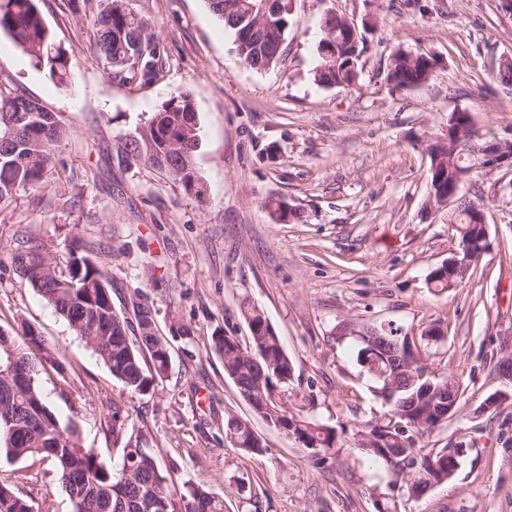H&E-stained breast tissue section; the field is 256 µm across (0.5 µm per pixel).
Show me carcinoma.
<instances>
[{"instance_id": "obj_1", "label": "carcinoma", "mask_w": 512, "mask_h": 512, "mask_svg": "<svg viewBox=\"0 0 512 512\" xmlns=\"http://www.w3.org/2000/svg\"><path fill=\"white\" fill-rule=\"evenodd\" d=\"M117 2L123 0H109L92 19L95 53L121 80L151 82L159 75L162 46L141 16L115 6ZM208 4L234 34L237 53L247 67L266 70L279 62L276 46L285 40L291 24L290 0L279 4L280 17L272 27L257 12L248 15L230 9V0H208ZM0 31L9 34L51 77L66 81V50L55 43L34 0H0ZM324 37L334 44V53L326 57L324 47L318 46L314 81L325 87L354 85L359 72L349 66L359 60V41L352 40L335 17L324 22ZM433 68L434 61L427 56L396 51L385 80L394 89H418L429 81ZM67 136V128L55 113L9 78H0V206H10L22 191L45 188L56 172V147ZM199 144L198 115L192 100L184 95L165 103L145 123L138 141L119 140L116 153L125 163L135 157L167 174L186 193L202 200L204 183L194 164ZM477 147L472 133L451 147L457 163L440 171L446 182L453 185L460 179L469 168L466 159ZM472 206L470 201L460 203L452 217L459 239L479 252L487 248V241L482 230L467 221ZM94 252L91 246L74 243L62 255L52 253L43 240L24 233L16 238L13 270L20 283L36 291L68 323L127 391L149 395L170 368V341L159 332L143 333L146 324L155 322L153 305L144 294L132 302V314L115 309L112 280ZM241 314L249 340L218 329L210 336L211 353L224 360V376L250 389L247 396L238 392L246 404L277 415L282 433L293 435L313 464L332 458L339 442L335 427L283 404L294 365L277 332L258 307L245 303ZM350 329L347 321L338 325L336 339L354 342L357 361L375 383V395L390 405L382 425L368 422L355 431L353 445L383 465L390 483H400L402 495L416 498L448 481L445 450L424 453L420 442L439 427L437 419L448 411V391L463 394L461 383L452 373L432 377L419 361H407L412 347L427 346L423 340L417 343L396 335L393 329L385 332L383 336L402 346V351L393 353L371 348L365 338L350 335ZM24 330L25 348L0 330V458L11 463L31 458L49 463L72 512H225L228 494L202 481L174 483L161 469L156 449L146 447L147 435L129 425L117 407L112 411V441L122 445L119 466H107L96 449L83 447L76 426L54 413L41 388L45 374L66 381L64 362L31 327ZM390 383L393 389L389 392ZM224 437L238 441L247 454L260 456L269 451L265 441L254 437L250 419L233 412L224 414ZM393 459L408 462L409 474L402 477L392 470ZM149 501L162 504V509H147ZM0 512H33V508L1 482Z\"/></svg>"}]
</instances>
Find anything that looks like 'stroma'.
<instances>
[{
	"label": "stroma",
	"mask_w": 512,
	"mask_h": 512,
	"mask_svg": "<svg viewBox=\"0 0 512 512\" xmlns=\"http://www.w3.org/2000/svg\"><path fill=\"white\" fill-rule=\"evenodd\" d=\"M162 42L156 81L115 79L92 50L90 16L73 0H36L54 40L67 51L62 83L0 33V77L60 113L69 136L44 189L0 209V328L24 344L31 326L67 365L69 388L42 379L56 415L72 421L84 447L111 467V415L148 434L176 482L202 480L229 491L228 512H512V404L474 411L502 381L492 356L512 336V170L470 175L461 198L486 209L488 246L463 287L437 292L429 271L456 248L444 209L426 208L430 138L448 117L469 112L481 143L512 142V86L496 74L512 58V13L502 0H293L277 65L262 71L240 60L233 36L206 0H127ZM354 20L361 42L359 80L323 87L313 79L322 22ZM435 56L430 80L395 90L385 73L395 50ZM190 96L202 142L195 165L204 199L147 166L118 163L117 141L171 98ZM303 213L275 222L268 200ZM65 252L95 247L113 282L117 310L136 291L169 332L171 367L153 395L125 390L67 322L13 271L18 231ZM261 308L294 367L288 405L339 430L334 459L316 466L306 452L251 415L222 362L208 354L212 332L248 333L240 306ZM353 321L420 336L440 324L443 343L423 351L429 375L455 374L464 390L458 413L425 439L426 451L462 442L456 475L424 495L397 496L386 472L352 445L355 425L389 409L372 391L350 341L336 327ZM250 416L269 447L244 453L224 438V414ZM34 512H71L50 465L0 459Z\"/></svg>",
	"instance_id": "35a3bbf8"
}]
</instances>
